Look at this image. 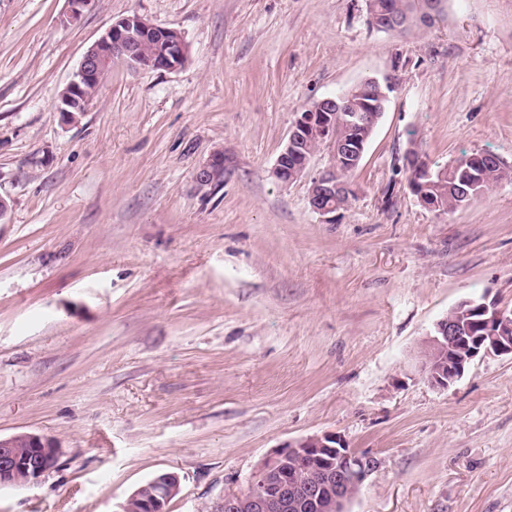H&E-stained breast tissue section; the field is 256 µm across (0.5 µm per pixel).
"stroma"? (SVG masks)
Returning <instances> with one entry per match:
<instances>
[{"instance_id":"1","label":"stroma","mask_w":512,"mask_h":512,"mask_svg":"<svg viewBox=\"0 0 512 512\" xmlns=\"http://www.w3.org/2000/svg\"><path fill=\"white\" fill-rule=\"evenodd\" d=\"M0 0V436L61 446L0 512H122L161 472L168 512H221L279 447L325 431L375 457L349 512H512V358L447 390L423 340L463 300L512 310V179L447 214L402 157L512 169V0H446L384 32L367 0ZM137 14L181 31L174 71L114 63L81 119L86 51ZM373 78L385 111L336 221L320 148L271 174L298 112ZM224 153V184L195 174Z\"/></svg>"}]
</instances>
